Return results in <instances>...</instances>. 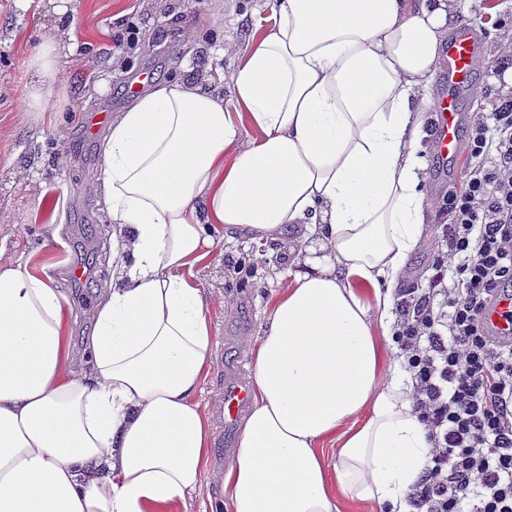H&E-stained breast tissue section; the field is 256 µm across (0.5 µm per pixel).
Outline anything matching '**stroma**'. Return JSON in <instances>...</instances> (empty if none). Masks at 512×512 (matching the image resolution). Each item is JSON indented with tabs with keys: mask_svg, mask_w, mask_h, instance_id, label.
Returning a JSON list of instances; mask_svg holds the SVG:
<instances>
[{
	"mask_svg": "<svg viewBox=\"0 0 512 512\" xmlns=\"http://www.w3.org/2000/svg\"><path fill=\"white\" fill-rule=\"evenodd\" d=\"M271 0H225L224 14L212 17L210 0H72L76 21L68 26L53 88L43 109L26 105L32 80L29 60L42 35L59 28L55 0H36L21 12L15 0H0V253L28 260L50 278L69 309L68 334L83 350L92 332L91 314L112 278L113 226L105 219L102 196L101 138L87 139L92 112L116 114L131 102L130 84L144 91L205 74L209 88L226 92L224 75L234 65L219 57L225 39L246 43L254 24H267ZM473 0L466 22L482 35L486 62L504 51L496 22L512 17V0ZM136 27L138 42L121 65L112 62L116 39ZM446 211L426 225L428 249L407 262L402 287H426L432 254L443 250ZM255 259L247 286H240L233 263L242 254ZM84 268L82 280L62 276L65 265ZM272 247L258 250L219 239L200 273L206 289L230 295L233 306L211 305L216 362L197 394L218 450L194 493L195 512H213L227 465L224 451L237 448L225 436L219 396L228 381H251L248 341L266 316L278 288Z\"/></svg>",
	"mask_w": 512,
	"mask_h": 512,
	"instance_id": "1",
	"label": "stroma"
}]
</instances>
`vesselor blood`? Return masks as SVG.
I'll list each match as a JSON object with an SVG mask.
<instances>
[{"label": "vessel or blood", "mask_w": 512, "mask_h": 512, "mask_svg": "<svg viewBox=\"0 0 512 512\" xmlns=\"http://www.w3.org/2000/svg\"><path fill=\"white\" fill-rule=\"evenodd\" d=\"M480 57V46L468 30H460L448 43V80L452 93L440 95L433 115V150L444 160L457 161L462 150L463 116L456 90L468 87ZM249 400V389L229 383L222 395L221 415L225 429H232L242 416Z\"/></svg>", "instance_id": "b4317fda"}]
</instances>
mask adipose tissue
Returning <instances> with one entry per match:
<instances>
[{"instance_id":"ef3b65f1","label":"adipose tissue","mask_w":512,"mask_h":512,"mask_svg":"<svg viewBox=\"0 0 512 512\" xmlns=\"http://www.w3.org/2000/svg\"><path fill=\"white\" fill-rule=\"evenodd\" d=\"M229 94L137 96L102 143L116 270L84 352L63 296L0 257V512H194L214 455L197 394L214 330L198 278L228 240L287 275L253 342L249 415L224 469L231 512H410L430 444L384 345L429 218L431 90L462 0H272ZM60 42L30 59L40 111ZM336 448L328 464L325 445Z\"/></svg>"}]
</instances>
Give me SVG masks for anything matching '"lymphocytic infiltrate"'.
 Masks as SVG:
<instances>
[{
  "label": "lymphocytic infiltrate",
  "instance_id": "1",
  "mask_svg": "<svg viewBox=\"0 0 512 512\" xmlns=\"http://www.w3.org/2000/svg\"><path fill=\"white\" fill-rule=\"evenodd\" d=\"M464 151L429 285L395 300L392 340L431 442L407 494L413 512H512V342L486 323L492 302L512 296V90L476 113Z\"/></svg>",
  "mask_w": 512,
  "mask_h": 512
}]
</instances>
